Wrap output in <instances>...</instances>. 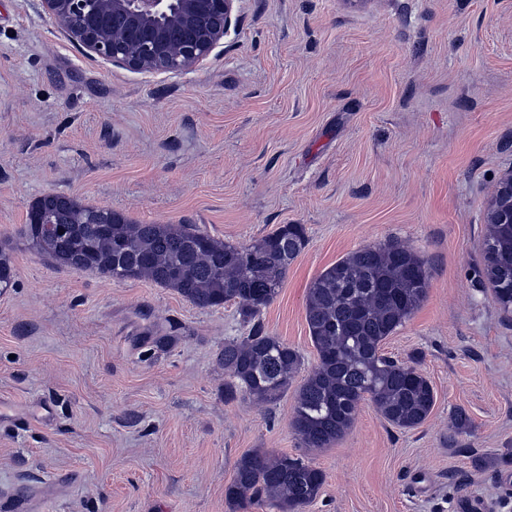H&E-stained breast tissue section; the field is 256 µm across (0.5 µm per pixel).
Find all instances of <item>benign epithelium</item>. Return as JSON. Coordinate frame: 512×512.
Listing matches in <instances>:
<instances>
[{"label":"benign epithelium","instance_id":"obj_1","mask_svg":"<svg viewBox=\"0 0 512 512\" xmlns=\"http://www.w3.org/2000/svg\"><path fill=\"white\" fill-rule=\"evenodd\" d=\"M87 54L144 73H185L224 44L238 0H41ZM486 223H512V169L498 180Z\"/></svg>","mask_w":512,"mask_h":512}]
</instances>
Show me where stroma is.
Wrapping results in <instances>:
<instances>
[{"label":"stroma","instance_id":"1","mask_svg":"<svg viewBox=\"0 0 512 512\" xmlns=\"http://www.w3.org/2000/svg\"><path fill=\"white\" fill-rule=\"evenodd\" d=\"M511 167L512 0H239L235 32L182 74L87 56L40 0H0V400L30 418L0 420V512L23 489L32 512H229L243 454L301 452L294 393L224 399L236 304L56 263L23 233L48 193L238 246L304 225L259 320L305 374L311 283L361 247L409 246L427 295L382 349L419 356L435 407L404 431L361 403L310 452L325 483L305 512H512V314L480 273Z\"/></svg>","mask_w":512,"mask_h":512}]
</instances>
